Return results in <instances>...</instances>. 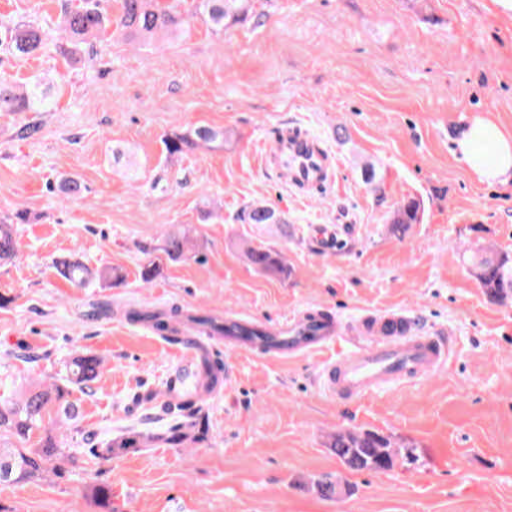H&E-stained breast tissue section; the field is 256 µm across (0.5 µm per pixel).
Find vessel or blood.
Masks as SVG:
<instances>
[{
	"label": "vessel or blood",
	"instance_id": "vessel-or-blood-1",
	"mask_svg": "<svg viewBox=\"0 0 512 512\" xmlns=\"http://www.w3.org/2000/svg\"><path fill=\"white\" fill-rule=\"evenodd\" d=\"M264 158L284 170L303 193L320 192L334 182L329 153L300 127L278 129ZM251 330L250 323L225 321L224 342L284 361L338 346L344 335L333 317L314 307L278 322L268 342L252 337ZM354 334V347L339 349L318 370L317 380L330 396L358 399L394 382L426 378L444 368L450 357L446 339L401 312L365 316Z\"/></svg>",
	"mask_w": 512,
	"mask_h": 512
}]
</instances>
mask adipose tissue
Instances as JSON below:
<instances>
[{"label":"adipose tissue","instance_id":"obj_1","mask_svg":"<svg viewBox=\"0 0 512 512\" xmlns=\"http://www.w3.org/2000/svg\"><path fill=\"white\" fill-rule=\"evenodd\" d=\"M456 145L462 160L479 180L512 181V133L478 117L460 131Z\"/></svg>","mask_w":512,"mask_h":512}]
</instances>
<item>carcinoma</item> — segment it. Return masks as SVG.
Wrapping results in <instances>:
<instances>
[{
  "mask_svg": "<svg viewBox=\"0 0 512 512\" xmlns=\"http://www.w3.org/2000/svg\"><path fill=\"white\" fill-rule=\"evenodd\" d=\"M179 0H120V12L112 16L100 7V0H82L74 5L63 0L60 6L59 30L67 39L68 48L58 45L55 51L76 66L97 57L94 44L105 37L124 36L144 43H158L181 31L194 19L201 20L213 32L250 22L265 23L266 13L256 9L257 0H191L190 8L178 10ZM48 33L35 21L7 24L0 33V52L16 59L45 53ZM44 80L37 79L23 86L0 77V113L47 112L50 101ZM166 157H180L198 149L216 150L224 147V128L206 125L175 129L162 138ZM421 201L411 198L392 213L391 232L404 236L411 225L423 220ZM238 224H286L288 215L272 205L252 203L241 208L234 217ZM198 239L189 229L168 232L157 247L168 258L177 260L197 251ZM18 241L14 225L0 224V259L17 255ZM245 255L256 268L289 276L291 270L283 256L263 243H245ZM471 272L490 300L512 301V256L492 248L472 253ZM62 276L75 288H87L94 281L112 279L111 272L92 271L80 262H62ZM132 320H146L164 332L178 333V325L195 324L202 329L217 330L219 326L206 317L171 313L126 312ZM103 360L95 355H75L65 363L66 384L55 382L32 386L16 398L0 399V483H21L43 474L62 478L66 469L61 461L74 458L73 449L58 435L64 434L76 418L75 406L68 400L69 386L91 388L101 374ZM212 393V387L196 381L189 399L179 405L186 412V421L165 430L126 428L97 442L80 453L94 459L110 460L136 448H149L158 443L187 447L204 440L207 428L201 413ZM330 447L342 465L351 472H384L392 469L397 457L410 462L411 452L401 453L388 437L371 431H338L331 436ZM91 497L100 512H112V486L96 480L89 486Z\"/></svg>",
  "mask_w": 512,
  "mask_h": 512,
  "instance_id": "carcinoma-1",
  "label": "carcinoma"
}]
</instances>
